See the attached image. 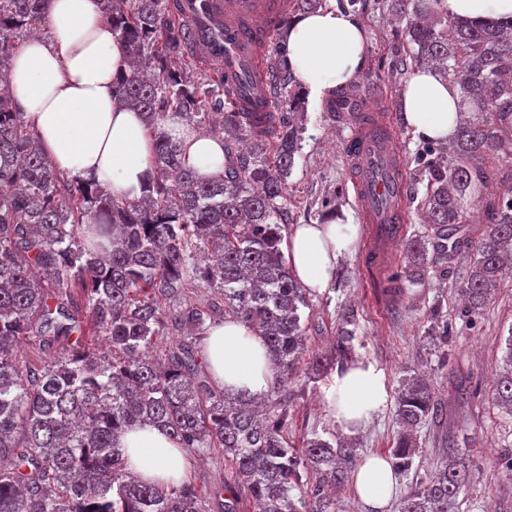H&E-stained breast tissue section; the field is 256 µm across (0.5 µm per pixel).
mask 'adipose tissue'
<instances>
[{
    "mask_svg": "<svg viewBox=\"0 0 512 512\" xmlns=\"http://www.w3.org/2000/svg\"><path fill=\"white\" fill-rule=\"evenodd\" d=\"M438 7L479 27L512 22V0H439ZM47 19L50 36L25 37L9 76L10 92L35 131L40 152L60 171L106 187L116 199H141L157 178L154 140L140 112L115 98V83L128 70L122 43L97 0H50ZM286 47L294 76L318 96L349 83L363 70L367 56L360 22L335 7L297 16L288 27ZM457 103L456 88L432 66L415 69L402 93L405 121L418 139L444 142L452 137L461 120ZM165 130L200 176L223 172L222 139L175 115ZM357 234V225L336 221L295 225L285 245L288 266L306 289L323 292ZM205 355L224 392L253 397L268 392L273 362L262 337L244 324L227 322L213 329ZM321 399L340 434L350 440L392 403L384 371L364 359L335 371L322 386ZM120 443L136 477L165 484L184 478L187 461L161 429L137 426ZM355 486L367 507L385 512L397 478L386 458L373 456L359 467Z\"/></svg>",
    "mask_w": 512,
    "mask_h": 512,
    "instance_id": "ef3b65f1",
    "label": "adipose tissue"
}]
</instances>
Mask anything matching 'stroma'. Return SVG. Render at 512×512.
<instances>
[{"label":"stroma","mask_w":512,"mask_h":512,"mask_svg":"<svg viewBox=\"0 0 512 512\" xmlns=\"http://www.w3.org/2000/svg\"><path fill=\"white\" fill-rule=\"evenodd\" d=\"M392 0H327L328 5L349 7L368 38L367 63L355 85L373 82L379 98L395 116H402L401 91L407 81L388 68V60L401 46L404 33L395 21ZM303 127L301 149L287 179L285 222L282 235L297 224H324L332 220L361 223L350 175L341 155L342 145L353 126L333 120L326 102L306 96L300 115ZM400 142L408 181L414 190L408 197L406 235L423 232V200L426 182L421 170L427 161L426 141L416 139L408 126L400 128ZM494 176L488 188H477L465 204L467 222L461 227L466 239L482 235V208L493 194L502 192V176L512 173V160L489 158ZM362 244L337 268L331 288L322 294H307L301 309L307 330L308 353H336L338 330L345 310L356 318L352 341L353 360L377 362L386 373L391 390H399L402 379L418 375L433 387L435 402L447 404L448 423L465 437L471 450L472 477L460 492L452 512H512V416L502 413L491 400L494 376L508 334L512 333V277H503L494 296L479 314L467 313L459 299L461 282L470 266L469 253L455 256L447 273L430 270L424 284L409 285L401 245H394L391 262L403 294L396 303L382 305L372 296L361 265ZM439 319H432V308ZM323 379L297 372L294 380L278 392L268 393L265 409L288 411V443L300 447L303 439L320 437L335 442L341 434L320 399ZM400 431L395 408L371 421L352 441L356 458L369 454L390 456ZM445 429L427 424L418 432L419 452L409 473L399 475V494L415 488L417 481L434 472L445 460L442 452ZM190 463L187 482L194 484L206 504H215L224 492V457L219 452H187Z\"/></svg>","instance_id":"35a3bbf8"}]
</instances>
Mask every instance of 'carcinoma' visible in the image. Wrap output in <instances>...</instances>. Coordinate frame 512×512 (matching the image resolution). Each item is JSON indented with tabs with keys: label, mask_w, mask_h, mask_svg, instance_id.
I'll return each mask as SVG.
<instances>
[{
	"label": "carcinoma",
	"mask_w": 512,
	"mask_h": 512,
	"mask_svg": "<svg viewBox=\"0 0 512 512\" xmlns=\"http://www.w3.org/2000/svg\"><path fill=\"white\" fill-rule=\"evenodd\" d=\"M48 2L0 0V512H206L192 484L165 487L130 475L119 437L145 423L164 428L181 450L224 453L233 481L224 483L219 512H238L240 491L259 512H333L323 490L354 477L353 449L319 437L291 448L288 409L263 416L249 397L194 383L203 370L197 342L228 316L263 337L275 387L288 385L304 352L305 293L285 261L280 227L303 135L293 116L304 97L284 43L267 74L269 87L288 99V116L274 128L266 114L206 111L197 88L170 67L184 36L164 0H99L135 61L116 98L136 106L154 133L162 174L142 199L123 201L56 169L2 90L20 39L45 18ZM437 5L395 0L409 53L392 67L405 74L441 65L458 88L459 111L474 119L444 147L448 157L424 169L427 228L403 243L413 284L461 247L462 200L491 181L484 157L512 156V25L478 28ZM329 102L338 112L357 111L342 89ZM171 112L236 141L240 150L224 152L222 175L203 178L184 163L163 128ZM483 214L487 230L471 245L460 289L471 313L512 264V186ZM73 284L82 289L79 304L67 296ZM200 286L211 298L188 302ZM81 307L80 321L70 309ZM23 336L50 350L42 364L17 358ZM97 336L105 347L92 344ZM163 338L169 345L156 358ZM502 361L492 396L512 413V328ZM397 416L403 432L392 456L406 474L418 429L438 418L430 388L406 379ZM469 452L448 436V462L403 496L400 512H449L469 481ZM305 476L315 480L310 493L292 494Z\"/></svg>",
	"instance_id": "carcinoma-1"
}]
</instances>
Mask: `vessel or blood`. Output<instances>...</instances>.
<instances>
[{
    "label": "vessel or blood",
    "instance_id": "vessel-or-blood-1",
    "mask_svg": "<svg viewBox=\"0 0 512 512\" xmlns=\"http://www.w3.org/2000/svg\"><path fill=\"white\" fill-rule=\"evenodd\" d=\"M289 9L288 0H174L173 16L189 36L191 58L224 85L234 88L228 101L237 112H274L272 93L259 77ZM355 200L368 234L362 266L372 287L391 274L379 254L385 243L404 234L408 219L404 188L407 172L399 133L391 115L372 111L354 128L345 145Z\"/></svg>",
    "mask_w": 512,
    "mask_h": 512
}]
</instances>
